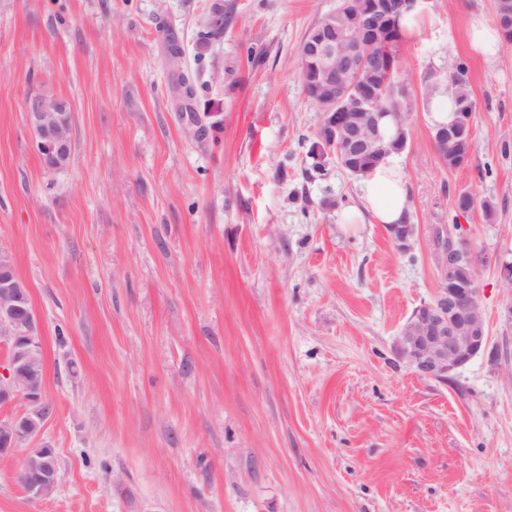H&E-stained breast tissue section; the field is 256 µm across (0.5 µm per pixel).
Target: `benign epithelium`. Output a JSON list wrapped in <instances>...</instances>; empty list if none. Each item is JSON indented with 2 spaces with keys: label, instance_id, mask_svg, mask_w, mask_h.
Masks as SVG:
<instances>
[{
  "label": "benign epithelium",
  "instance_id": "7a95c632",
  "mask_svg": "<svg viewBox=\"0 0 512 512\" xmlns=\"http://www.w3.org/2000/svg\"><path fill=\"white\" fill-rule=\"evenodd\" d=\"M419 0H371L359 12L353 0H341L338 10L321 20L315 36L303 44L306 68L300 79L321 107L320 126L329 138L322 139L321 157L338 156L347 164L352 152L384 151L377 135V119L371 112L377 91L389 73L381 57L391 46L383 23L403 7ZM496 19L507 41H512V0H497ZM28 123L40 151L56 155L70 152L72 122L45 110L36 96L26 101ZM472 108L460 103L458 124L437 135L442 151L459 165L468 163L472 149ZM395 247L410 249L412 225H389ZM434 258L440 282L430 301L416 307L395 340L398 356L420 376L446 380L458 368L484 351L489 344L480 299L475 253L467 240L441 224L434 227ZM26 290L0 269V342L9 345L7 361L0 365V404L22 399L26 412L0 420V453L11 455L28 439L37 436L48 416L44 372L35 361L42 353L35 322L14 317L28 303ZM49 445L29 448L19 474L31 476L25 492L32 500L53 494L59 481V465Z\"/></svg>",
  "mask_w": 512,
  "mask_h": 512
}]
</instances>
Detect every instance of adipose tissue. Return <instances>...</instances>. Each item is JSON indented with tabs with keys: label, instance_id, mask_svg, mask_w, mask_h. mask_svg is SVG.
I'll use <instances>...</instances> for the list:
<instances>
[{
	"label": "adipose tissue",
	"instance_id": "1",
	"mask_svg": "<svg viewBox=\"0 0 512 512\" xmlns=\"http://www.w3.org/2000/svg\"><path fill=\"white\" fill-rule=\"evenodd\" d=\"M362 199L370 215L384 225L402 223L409 211L408 186L396 157L371 170L361 185Z\"/></svg>",
	"mask_w": 512,
	"mask_h": 512
}]
</instances>
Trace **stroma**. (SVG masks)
<instances>
[{"label": "stroma", "instance_id": "obj_1", "mask_svg": "<svg viewBox=\"0 0 512 512\" xmlns=\"http://www.w3.org/2000/svg\"><path fill=\"white\" fill-rule=\"evenodd\" d=\"M231 22L204 59L214 2ZM337 0H0V254L26 288L60 466L30 500L0 456V512H512V45L469 47L495 0H420L399 45L415 94L469 66L474 149L447 169L426 108L400 154L416 234L398 252L360 178L314 170L297 50ZM196 88L181 112L160 34ZM72 113L47 168L25 101ZM204 126L206 135L196 133ZM468 192L497 204L459 215ZM480 257L489 347L445 381L395 352L439 283L432 228ZM500 34L496 27L487 24L482 18L475 17L470 25L469 42L472 49L492 61L499 49Z\"/></svg>", "mask_w": 512, "mask_h": 512}]
</instances>
